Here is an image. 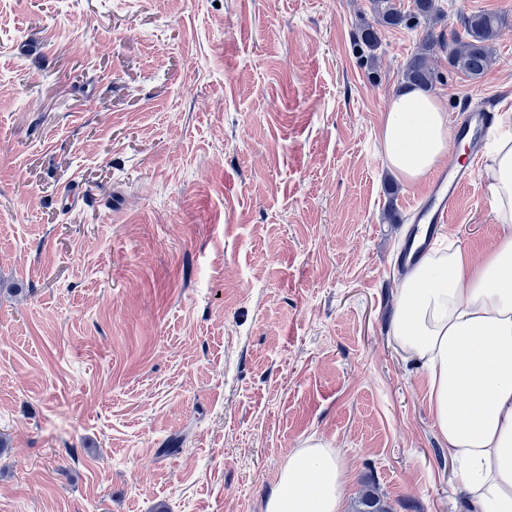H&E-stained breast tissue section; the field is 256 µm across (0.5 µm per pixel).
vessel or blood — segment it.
Returning <instances> with one entry per match:
<instances>
[{
    "mask_svg": "<svg viewBox=\"0 0 512 512\" xmlns=\"http://www.w3.org/2000/svg\"><path fill=\"white\" fill-rule=\"evenodd\" d=\"M493 125V113L476 101L463 119L454 120L452 130L455 138L469 139L470 151L476 155L483 150ZM474 178V169L453 156L428 176L423 193L411 207L412 224L398 246L401 264L417 262L432 242L444 234L450 217L462 203L465 188Z\"/></svg>",
    "mask_w": 512,
    "mask_h": 512,
    "instance_id": "obj_1",
    "label": "vessel or blood"
}]
</instances>
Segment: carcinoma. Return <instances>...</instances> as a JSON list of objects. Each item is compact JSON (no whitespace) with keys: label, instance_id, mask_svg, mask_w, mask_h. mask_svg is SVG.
<instances>
[{"label":"carcinoma","instance_id":"1","mask_svg":"<svg viewBox=\"0 0 512 512\" xmlns=\"http://www.w3.org/2000/svg\"><path fill=\"white\" fill-rule=\"evenodd\" d=\"M376 24H360L353 32V43L361 55L374 62L381 46L380 28L408 25L420 27L439 18L438 0H413V8L403 11L392 0H374ZM462 30L451 33L450 40L435 42L424 39L410 57L402 71V79L424 89L433 86L438 76L428 64L434 46L448 49V64L471 79H479L493 61V44L498 36L502 19L493 13L477 12L462 15ZM356 512H391L380 496L366 491L359 500Z\"/></svg>","mask_w":512,"mask_h":512}]
</instances>
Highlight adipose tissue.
<instances>
[{"mask_svg":"<svg viewBox=\"0 0 512 512\" xmlns=\"http://www.w3.org/2000/svg\"><path fill=\"white\" fill-rule=\"evenodd\" d=\"M484 175L502 233L480 259L430 251L402 280L397 345L421 360L434 425L460 465L463 512H512V113ZM388 164L413 182L448 151L447 114L404 85L384 115ZM347 477L335 449L307 439L283 465L265 512H343Z\"/></svg>","mask_w":512,"mask_h":512,"instance_id":"ef3b65f1","label":"adipose tissue"}]
</instances>
